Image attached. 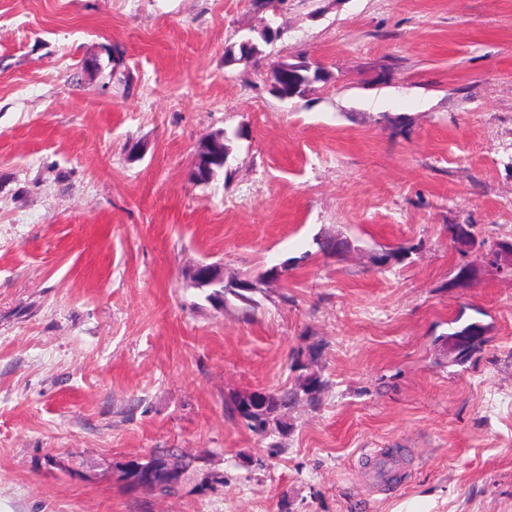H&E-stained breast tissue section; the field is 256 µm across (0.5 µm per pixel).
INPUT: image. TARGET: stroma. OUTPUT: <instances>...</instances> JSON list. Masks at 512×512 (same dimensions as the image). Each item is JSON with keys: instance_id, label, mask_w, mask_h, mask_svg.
Listing matches in <instances>:
<instances>
[{"instance_id": "obj_1", "label": "stroma", "mask_w": 512, "mask_h": 512, "mask_svg": "<svg viewBox=\"0 0 512 512\" xmlns=\"http://www.w3.org/2000/svg\"><path fill=\"white\" fill-rule=\"evenodd\" d=\"M300 56L327 78L280 100ZM452 224L512 239V0H0V512H512V276ZM204 261L256 306L207 301ZM461 312L486 342L455 365ZM307 370L277 452L226 413ZM157 448L189 464L167 497L124 476ZM377 448L407 459L382 495ZM262 52L259 42L253 38L247 37L240 41L237 53L232 48L225 51L224 61L227 65L242 62L247 64L251 60H254L259 54H262ZM226 138L224 130L219 131L207 139L208 143L205 142L207 151L196 152L190 171L191 182L207 185L224 169V155L229 150Z\"/></svg>"}]
</instances>
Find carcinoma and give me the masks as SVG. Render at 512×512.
<instances>
[{
	"label": "carcinoma",
	"mask_w": 512,
	"mask_h": 512,
	"mask_svg": "<svg viewBox=\"0 0 512 512\" xmlns=\"http://www.w3.org/2000/svg\"><path fill=\"white\" fill-rule=\"evenodd\" d=\"M280 38L281 33L267 30L260 33L258 41L247 37L240 41L238 50L230 48L225 51V64L248 63L262 53L260 44L272 45ZM295 66L297 71L294 73L283 70L273 75L274 94L282 100L303 97L310 85L308 77L311 75L316 77L321 71V67L314 66L304 59L295 62ZM206 148L207 151L196 153L191 166V182L196 185L209 184L218 172L224 169V155L228 153L225 132L219 131L209 137ZM313 243L317 245L318 252L329 256L337 255L342 247V242L333 237H316ZM193 283L197 288L209 290L206 299L218 304L224 303L229 295L247 304H253L255 303L253 294L260 291L255 284L245 291L239 288L236 279L224 281L213 277L205 280L196 275L193 277ZM454 323L456 326L450 328L446 340L449 341L457 336L473 337L469 348L458 353L453 359V362L462 365L475 353L481 351L486 342L484 338L486 328L477 322L464 324L459 317L454 320ZM323 387L324 380L320 375L306 374L299 378L298 384L289 389L254 392L249 397L238 394L226 404V409L229 414L241 419L250 431L259 436L272 433L282 435L286 429V422L282 419L283 410L301 401L310 404L317 402ZM134 466L139 472L137 486L157 496H168L174 493L187 469L186 464L167 450L156 451L147 460L134 463Z\"/></svg>",
	"instance_id": "cac0c4a2"
}]
</instances>
